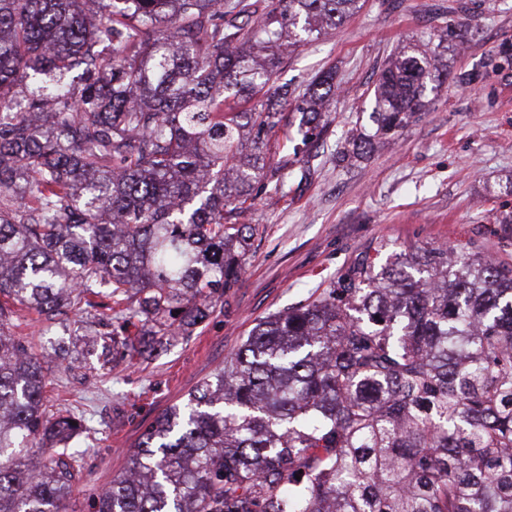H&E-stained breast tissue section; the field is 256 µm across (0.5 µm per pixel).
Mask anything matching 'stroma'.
I'll list each match as a JSON object with an SVG mask.
<instances>
[{
    "mask_svg": "<svg viewBox=\"0 0 512 512\" xmlns=\"http://www.w3.org/2000/svg\"><path fill=\"white\" fill-rule=\"evenodd\" d=\"M467 29V41L456 35ZM442 40L449 76L427 96L428 109L395 139L362 159L337 163L342 134L369 125L373 86L389 56L405 43ZM512 0H365L332 34L282 60V78L305 88L335 69L332 132L313 148V176L288 190L261 193L245 221L258 227L241 279L189 338L164 341L149 359L103 368L73 325L78 364L92 384L61 370L47 382L50 401L84 408L98 444L68 504L87 512L90 498L125 467L145 429L213 375L256 320L308 298L361 255L386 260L404 246H448L512 264ZM475 71L479 80L454 77Z\"/></svg>",
    "mask_w": 512,
    "mask_h": 512,
    "instance_id": "1",
    "label": "stroma"
}]
</instances>
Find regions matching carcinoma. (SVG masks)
<instances>
[{"instance_id":"carcinoma-1","label":"carcinoma","mask_w":512,"mask_h":512,"mask_svg":"<svg viewBox=\"0 0 512 512\" xmlns=\"http://www.w3.org/2000/svg\"><path fill=\"white\" fill-rule=\"evenodd\" d=\"M364 0H0V512H68L95 430L48 404L63 365L12 332L87 316L103 363L191 336L237 286L258 187L328 133L335 74L278 81L291 48ZM446 71L408 43L374 127ZM301 144L276 157L285 110ZM40 447L38 456L30 449ZM300 478H295V474ZM90 512H512V266L455 248L365 255L255 323L162 412Z\"/></svg>"}]
</instances>
